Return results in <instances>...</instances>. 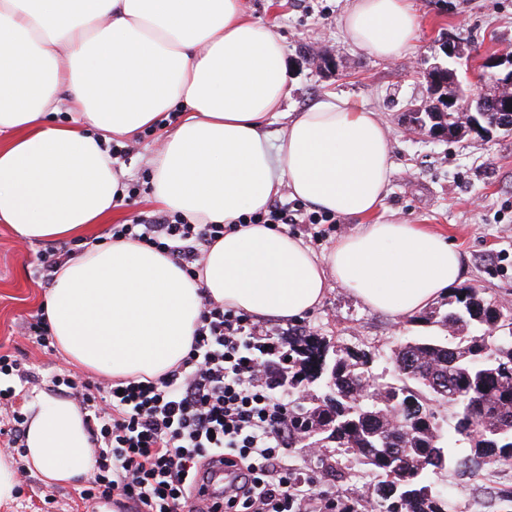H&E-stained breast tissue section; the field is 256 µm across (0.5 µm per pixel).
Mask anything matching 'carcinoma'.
I'll list each match as a JSON object with an SVG mask.
<instances>
[{
  "instance_id": "1",
  "label": "carcinoma",
  "mask_w": 512,
  "mask_h": 512,
  "mask_svg": "<svg viewBox=\"0 0 512 512\" xmlns=\"http://www.w3.org/2000/svg\"><path fill=\"white\" fill-rule=\"evenodd\" d=\"M424 321L448 329V340L421 337L392 350L395 382L380 383L372 353L327 346L314 336L294 340L296 372L288 386L321 381L323 394L301 398L298 441L337 448L375 474L378 512H451L430 476L458 464L448 450L459 437L474 448V468L512 460V308L460 288L446 307ZM463 399L448 437L437 433L435 408L451 395ZM408 431L389 428L388 407Z\"/></svg>"
}]
</instances>
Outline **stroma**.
I'll use <instances>...</instances> for the list:
<instances>
[{
    "mask_svg": "<svg viewBox=\"0 0 512 512\" xmlns=\"http://www.w3.org/2000/svg\"><path fill=\"white\" fill-rule=\"evenodd\" d=\"M412 3L420 17L414 48L408 56L383 61L346 42L339 20L348 0H244L251 18L272 26L286 46L289 111L336 93L377 112L386 125L393 170L376 221L398 218L443 233L460 252L462 286L504 303L512 300V134L495 131L451 141L407 131L404 114L409 106L428 101L425 75L437 64L452 63L468 94L479 92L476 75L483 59L512 52V0ZM449 40L464 44V57L448 60L442 45ZM130 144L131 152L118 160L117 169L121 181L137 185L139 191L119 200V224L157 210L150 200V160L158 147L157 136L146 132ZM44 248L41 242L22 241L9 225L0 223V355L19 360L31 375L27 382L14 375L0 379L15 391L11 405H0V450L7 444L14 413L26 412L36 394L53 393L54 374L104 380L28 335L46 293L37 273ZM300 323L329 346L372 352L373 372L385 381L394 378L388 356L396 344L447 336L445 329L427 326L417 315L398 322L370 311L338 286L329 289L323 304ZM451 452L459 463L436 477L440 492L465 505L466 512H507L501 494L512 490V461L484 466L474 474L461 465L473 454L468 444H454ZM330 454L347 473L343 482L322 477L318 457L300 446L289 448L288 463L317 476L320 488L360 504L371 499L372 480L351 456L335 448ZM78 490V485L48 483L32 472L19 483L16 500L1 505L0 512H97L93 501L76 506Z\"/></svg>",
    "mask_w": 512,
    "mask_h": 512,
    "instance_id": "35a3bbf8",
    "label": "stroma"
}]
</instances>
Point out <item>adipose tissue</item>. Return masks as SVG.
<instances>
[{
  "label": "adipose tissue",
  "mask_w": 512,
  "mask_h": 512,
  "mask_svg": "<svg viewBox=\"0 0 512 512\" xmlns=\"http://www.w3.org/2000/svg\"><path fill=\"white\" fill-rule=\"evenodd\" d=\"M340 25L355 49L394 60L413 49L419 18L411 0H349ZM287 97L284 43L242 0H0V222L28 242L108 223L125 193L110 141L171 117L151 159L152 202L228 227L196 279L124 238L67 259L44 313L70 363L160 376L188 353L205 297L285 324L336 285L400 321L460 282L445 235L370 221L392 171L377 112L336 94L291 112ZM284 190L361 224L320 256L278 226L242 223ZM29 409V469L73 483L94 464L83 414L43 393Z\"/></svg>",
  "instance_id": "adipose-tissue-1"
}]
</instances>
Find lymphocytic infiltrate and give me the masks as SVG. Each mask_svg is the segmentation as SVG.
<instances>
[{
  "label": "lymphocytic infiltrate",
  "instance_id": "lymphocytic-infiltrate-1",
  "mask_svg": "<svg viewBox=\"0 0 512 512\" xmlns=\"http://www.w3.org/2000/svg\"><path fill=\"white\" fill-rule=\"evenodd\" d=\"M247 224H331L333 215L274 203ZM169 255L188 276L204 269L205 247L223 237L220 224L182 216L136 217L111 228ZM293 350L252 316L203 300L185 358L164 377L91 386L67 381L85 411L94 465L80 498L120 497L134 512H185L198 477L214 459L235 480L210 496L207 512H336V495L289 466L300 434L297 398L287 388Z\"/></svg>",
  "mask_w": 512,
  "mask_h": 512
}]
</instances>
